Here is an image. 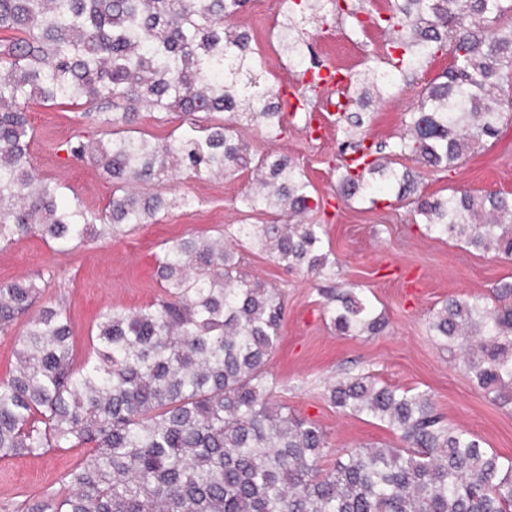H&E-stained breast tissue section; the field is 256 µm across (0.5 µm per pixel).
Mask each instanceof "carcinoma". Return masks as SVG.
Instances as JSON below:
<instances>
[{"mask_svg":"<svg viewBox=\"0 0 512 512\" xmlns=\"http://www.w3.org/2000/svg\"><path fill=\"white\" fill-rule=\"evenodd\" d=\"M249 0H0V246L29 235L59 251L145 224L187 197L132 190L162 185L173 169L224 175L251 163L235 133L242 122L276 126L282 92L269 87L248 55L249 35L231 22ZM385 27L402 56L369 68L371 83L399 78L442 53L449 65L422 88L408 133L389 155L446 170L498 137L512 121L501 98L512 83V0H394ZM280 43L299 58V21L280 24ZM84 101V116L109 139L76 135L67 152L112 182L101 210L39 178L30 160L32 101ZM365 93L342 106L361 157L344 165L338 194L370 189L376 174L397 198L414 196L427 229L486 254L512 257V194H416L417 175L379 163L359 132ZM143 105L176 111L189 130L165 144L130 134ZM229 113L201 127L197 114ZM258 188L242 203L276 219L240 224L287 268L314 277L332 265L318 224H281L313 209L310 184L286 157L263 159ZM161 294L138 310L107 307L81 362L72 351L66 307L35 279L0 285V332L24 322L15 369L0 379V459L89 448L60 488L28 500L23 512H512V458L451 428L430 393L380 385L367 374L337 380L331 403L401 432L404 446H363L325 468L326 438L313 421L273 400L268 365L280 336V294L253 281L236 252L217 238L165 244L156 261ZM334 329L377 334L382 314L360 292L327 294ZM438 345L462 348L471 382L492 400L512 403V283L495 304L444 302L430 321Z\"/></svg>","mask_w":512,"mask_h":512,"instance_id":"cac0c4a2","label":"carcinoma"}]
</instances>
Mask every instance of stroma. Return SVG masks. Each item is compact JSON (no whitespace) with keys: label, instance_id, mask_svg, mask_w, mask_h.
Wrapping results in <instances>:
<instances>
[{"label":"stroma","instance_id":"35a3bbf8","mask_svg":"<svg viewBox=\"0 0 512 512\" xmlns=\"http://www.w3.org/2000/svg\"><path fill=\"white\" fill-rule=\"evenodd\" d=\"M355 2L368 27L358 30L351 19L334 14L308 25L300 64L287 59L278 37L279 21L296 11L297 0H249L232 23L249 32L250 55L261 60L267 82L284 86L300 100L298 112L283 116L281 135L270 137L261 123L237 126V135L252 158L287 156L310 182L320 207L300 221L323 226L336 261L333 275L315 279L304 270L285 268L251 240L237 237L238 225L271 219L270 213L251 212L242 205L243 196L256 186L255 174L247 168L223 177L175 173L163 185V193L188 195L192 205L160 211L148 223L108 240L66 253L38 237L0 246V284L52 269L54 277L46 283L45 294L63 300L71 319L73 355L80 361L89 351L90 331L104 307L136 310L159 294L155 256L166 242L223 235L248 277L277 289L284 301L281 338L269 364L274 400L323 429V466H331L341 450L402 445L398 432L386 423L366 415H345L332 405L330 385L358 373L402 389L429 392L449 426L469 430L482 447L512 457V405L495 403L477 390L458 351L442 349L429 331L434 311L445 300L492 302L496 287L512 281V258L437 237L394 193L373 197L360 192L342 198L336 192L342 175L339 147L345 139L336 121L337 104L344 96L333 89H309L306 70L316 63L359 73L370 65L386 66L401 55L390 32L371 23L372 17L387 15L393 0ZM416 96L413 87L401 83L390 94L373 98L366 107L369 139L397 140L407 129ZM84 110V105L68 100L29 103L31 163L39 176L60 182L68 193L101 209L112 196L111 182L94 166L72 160L64 148L73 135L92 132L82 117ZM404 165L418 170L420 191L434 198L454 189L510 193L512 124L503 126L484 150L448 170L421 167L411 159ZM349 286L361 289L384 315L385 332L334 331L324 294ZM86 454L83 448H60L44 456L0 460V512H20L27 500L58 489L60 475Z\"/></svg>","mask_w":512,"mask_h":512}]
</instances>
